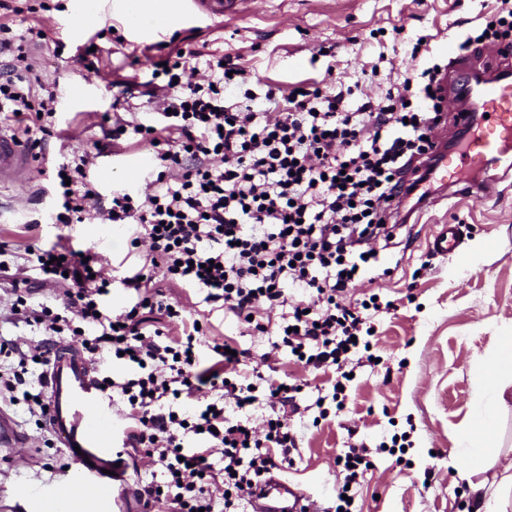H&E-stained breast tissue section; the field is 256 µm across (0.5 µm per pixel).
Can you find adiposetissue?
Instances as JSON below:
<instances>
[{"instance_id":"ef3b65f1","label":"adipose tissue","mask_w":512,"mask_h":512,"mask_svg":"<svg viewBox=\"0 0 512 512\" xmlns=\"http://www.w3.org/2000/svg\"><path fill=\"white\" fill-rule=\"evenodd\" d=\"M512 389V336L503 339L495 364L486 374L479 390L480 397L498 404H505L506 392ZM496 425L492 412L481 410L475 413L466 428L464 441L474 453L467 466L479 479L469 485V512H512V462L508 463L499 482L481 479L487 468L485 453L495 444Z\"/></svg>"}]
</instances>
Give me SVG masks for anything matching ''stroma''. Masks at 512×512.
I'll return each instance as SVG.
<instances>
[{
    "mask_svg": "<svg viewBox=\"0 0 512 512\" xmlns=\"http://www.w3.org/2000/svg\"><path fill=\"white\" fill-rule=\"evenodd\" d=\"M60 2L58 11L5 19L16 35L30 27L46 32V41L27 44L28 61L44 84L70 101L50 118L52 135L43 156L30 158L27 182L0 183V261L10 267L0 277V336L22 350L41 332L14 321L13 281L27 284L35 304L53 302L63 292L41 284L22 259L27 244L52 245L62 232L54 222L51 161L90 153L89 178L101 194L125 187L135 162L151 157V145L129 141L99 153L94 143L102 138L104 115L129 110L152 122L163 95L151 93L146 82L159 63L192 52L202 68L228 54L251 86L273 89L280 99L303 83H357L375 93L407 77L418 79L436 63L447 66L453 89L469 71L501 67L492 44L457 66L448 53L498 12L500 0H251L239 14L221 19L189 14L186 0H175L168 25L149 36L127 18L104 12L102 0H89L100 12L97 26L68 35L64 25L74 20L73 0ZM422 35L430 51L411 57L407 43ZM91 44L97 48L91 63L81 62ZM87 78L95 89L74 102L75 88ZM450 225L458 228L459 247L444 254L432 243ZM64 232L75 248H94L112 284L109 305L126 306L130 295L120 280L129 265L145 262L147 245L131 248L128 232L108 230L92 213ZM381 265L374 281L351 291L356 299L378 294L390 308L371 321L379 364L364 358L350 363L355 378L346 409L323 416L316 405L317 398L333 394V370L304 367L283 349L260 369L266 381L303 387L290 420L299 446L292 464L277 475L321 507L335 506L337 459L362 444L371 465L354 487L361 512H464L468 476L461 432L475 408L479 374L491 370L502 337L512 335V176L491 183L481 198L452 197L424 208L406 250L386 254ZM162 289L189 319L202 323L208 338L269 350L271 337L253 335L223 308L205 303L202 291L168 283ZM0 415L19 436L13 451H0V512H30L32 497L70 483V475L48 472L67 458L59 448L45 447L25 405L0 406ZM402 432L411 441L403 459L380 451L381 442Z\"/></svg>",
    "mask_w": 512,
    "mask_h": 512,
    "instance_id": "1",
    "label": "stroma"
}]
</instances>
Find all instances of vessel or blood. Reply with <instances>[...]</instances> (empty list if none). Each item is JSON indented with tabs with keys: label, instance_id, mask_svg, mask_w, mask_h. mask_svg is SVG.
<instances>
[{
	"label": "vessel or blood",
	"instance_id": "obj_1",
	"mask_svg": "<svg viewBox=\"0 0 512 512\" xmlns=\"http://www.w3.org/2000/svg\"><path fill=\"white\" fill-rule=\"evenodd\" d=\"M243 0H188L190 8L208 17L237 13ZM488 119L458 153L443 158L444 187L471 194L472 174L512 161V83L487 79L480 91ZM28 169L16 139L0 130V181L17 179ZM45 378L50 400L49 428L76 464L71 488L104 498L109 512H131L135 489L127 470L114 456L115 426L106 412V398L97 385L93 362L76 343L56 342ZM253 512H323L290 483L266 478L250 497Z\"/></svg>",
	"mask_w": 512,
	"mask_h": 512
}]
</instances>
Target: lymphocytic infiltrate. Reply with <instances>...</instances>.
Segmentation results:
<instances>
[{
	"mask_svg": "<svg viewBox=\"0 0 512 512\" xmlns=\"http://www.w3.org/2000/svg\"><path fill=\"white\" fill-rule=\"evenodd\" d=\"M2 54L0 123L21 132L28 149L40 148L57 96L32 80L17 83L26 53L16 37H0ZM186 71L183 61L153 70L152 87L163 93L156 124L116 112L104 130L113 146L134 137L149 142L153 169L144 190L101 197L88 181L85 154L51 165L56 223L92 208L103 223L134 226L132 246L148 243V266L121 280L133 301L108 310L110 283L99 275L97 253L59 242L33 245L25 260L40 281L65 285L60 305H35L19 294L11 310L47 337L79 338L93 355L107 398L126 407L124 447L152 457L160 472L137 490L144 507L244 512L250 490L298 446L287 411L301 387L250 389L243 349L230 355L214 342L203 358V330L187 325L181 305L156 281L204 290L206 301L238 322L300 352L304 366L335 369V386L343 388L351 356L371 347L363 329L382 310L349 291L377 262L378 244L393 241L404 201L428 193L436 148L430 134L444 122L443 98L433 66L419 83L403 81L381 96L313 84L282 101L274 91L249 89L229 56L208 64L199 80ZM263 303L281 308L279 321L261 315ZM152 314L183 324L182 334L167 340L147 330ZM11 354L18 366L0 371V402L27 404L47 430L43 387L25 379L27 368L48 369L46 340L19 353L0 340V356ZM205 388L217 399L182 409ZM230 406L239 420L227 418ZM258 407L266 411L259 427L250 417ZM215 456L221 469L213 467Z\"/></svg>",
	"mask_w": 512,
	"mask_h": 512,
	"instance_id": "1",
	"label": "lymphocytic infiltrate"
}]
</instances>
